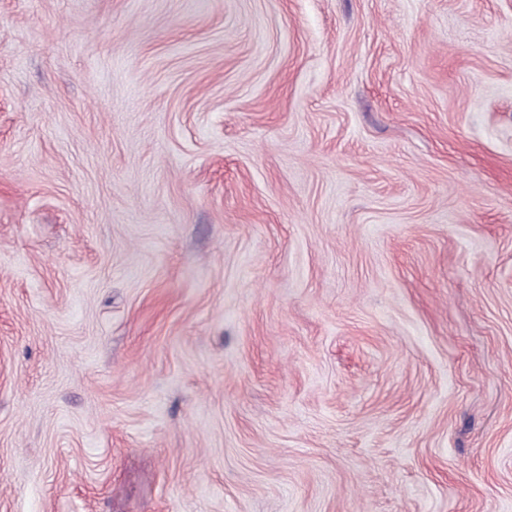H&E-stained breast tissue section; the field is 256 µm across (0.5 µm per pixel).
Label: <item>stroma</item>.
I'll list each match as a JSON object with an SVG mask.
<instances>
[{
	"label": "stroma",
	"mask_w": 512,
	"mask_h": 512,
	"mask_svg": "<svg viewBox=\"0 0 512 512\" xmlns=\"http://www.w3.org/2000/svg\"><path fill=\"white\" fill-rule=\"evenodd\" d=\"M0 512H512V0H0Z\"/></svg>",
	"instance_id": "stroma-1"
}]
</instances>
